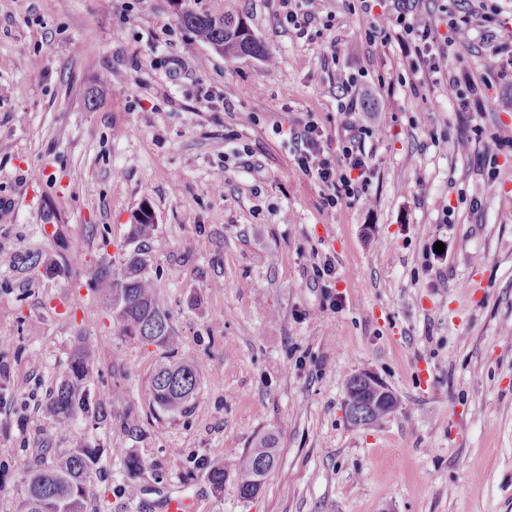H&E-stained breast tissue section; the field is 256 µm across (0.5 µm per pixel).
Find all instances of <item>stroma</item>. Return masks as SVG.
Instances as JSON below:
<instances>
[{"mask_svg":"<svg viewBox=\"0 0 512 512\" xmlns=\"http://www.w3.org/2000/svg\"><path fill=\"white\" fill-rule=\"evenodd\" d=\"M187 9L237 15L267 58L225 59ZM313 12L301 33L278 0H0V512H19L45 444L101 448L88 512H512V145L483 157L512 130V77L458 112L401 43L369 47L358 0ZM350 77L373 90V176L329 212L288 129L311 114L338 141ZM144 205L177 355L203 371L180 415L151 398L162 350L119 335L83 277ZM79 336L94 387L119 396L111 420L61 426L47 395ZM363 372L398 406L357 427L347 383ZM268 434L277 461L254 497L229 470L211 484Z\"/></svg>","mask_w":512,"mask_h":512,"instance_id":"1","label":"stroma"}]
</instances>
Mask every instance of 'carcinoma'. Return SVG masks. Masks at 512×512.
Here are the masks:
<instances>
[{
    "label": "carcinoma",
    "instance_id": "carcinoma-1",
    "mask_svg": "<svg viewBox=\"0 0 512 512\" xmlns=\"http://www.w3.org/2000/svg\"><path fill=\"white\" fill-rule=\"evenodd\" d=\"M180 22L203 42L226 55L261 57L272 62L244 24L229 14L213 16L185 10ZM84 275L96 285L120 335L170 351L176 349L167 302L151 275L148 252L142 245L122 255L120 269L112 267L109 256L86 267ZM93 371L89 337L80 336L68 368L50 397V410L58 424L68 425L77 416L86 414L103 422L107 420L113 394L92 387ZM200 376V367L188 359L159 363L150 382L153 401L167 413L187 411ZM275 443L274 437H264L247 453L228 462L227 468L237 473L241 497L248 498L260 490L263 479L276 462ZM100 457V449L89 445L58 448L53 453V461L28 468L20 512H84L87 501L98 495L96 480Z\"/></svg>",
    "mask_w": 512,
    "mask_h": 512
}]
</instances>
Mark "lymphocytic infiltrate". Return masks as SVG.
I'll list each match as a JSON object with an SVG mask.
<instances>
[{
	"instance_id": "lymphocytic-infiltrate-1",
	"label": "lymphocytic infiltrate",
	"mask_w": 512,
	"mask_h": 512,
	"mask_svg": "<svg viewBox=\"0 0 512 512\" xmlns=\"http://www.w3.org/2000/svg\"><path fill=\"white\" fill-rule=\"evenodd\" d=\"M418 7L419 0H394L392 32L370 25L365 32L367 42L384 47L391 39H398L409 51L411 69L426 70L434 84L447 86L457 111H485V78L449 71L448 45L454 39L467 41L471 31H478L481 39L493 46L487 75L512 72V38H504L502 34L499 8L487 6L478 14L460 4L448 8L443 2L438 11L450 18L449 31L443 34L437 23L419 13ZM353 85L350 79L342 84L349 98L341 106L344 121L339 145H332L311 115L297 120L290 129V137L297 146L296 164L302 173L325 185L324 206L328 209L335 208L341 196L361 197L371 183L372 170L360 150L361 143L371 133L370 120L351 94Z\"/></svg>"
}]
</instances>
